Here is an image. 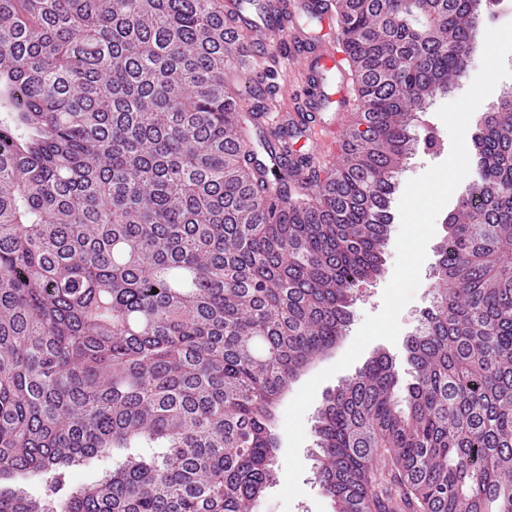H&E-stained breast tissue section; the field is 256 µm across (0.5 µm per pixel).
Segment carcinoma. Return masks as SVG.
<instances>
[{
  "label": "carcinoma",
  "instance_id": "cac0c4a2",
  "mask_svg": "<svg viewBox=\"0 0 512 512\" xmlns=\"http://www.w3.org/2000/svg\"><path fill=\"white\" fill-rule=\"evenodd\" d=\"M493 2L329 0L360 112L323 179L257 163L224 0H0V512H256ZM473 147L411 382L378 351L318 411L334 512H512V86Z\"/></svg>",
  "mask_w": 512,
  "mask_h": 512
}]
</instances>
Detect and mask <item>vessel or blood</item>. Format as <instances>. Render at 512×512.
<instances>
[{"label":"vessel or blood","mask_w":512,"mask_h":512,"mask_svg":"<svg viewBox=\"0 0 512 512\" xmlns=\"http://www.w3.org/2000/svg\"><path fill=\"white\" fill-rule=\"evenodd\" d=\"M224 9L243 20L236 36L248 58H256L260 47L278 39L288 47L290 69L302 75L304 94L298 100L296 115L284 109L267 113L264 132L284 136L293 124L312 141L315 154L336 155L341 146L339 115L349 111L353 91L344 82L332 86L328 78L343 73L345 55L333 44L312 40L297 23L299 15L311 14L334 25L336 16L326 11L325 0H225ZM328 100L337 102V111L326 110Z\"/></svg>","instance_id":"obj_1"}]
</instances>
